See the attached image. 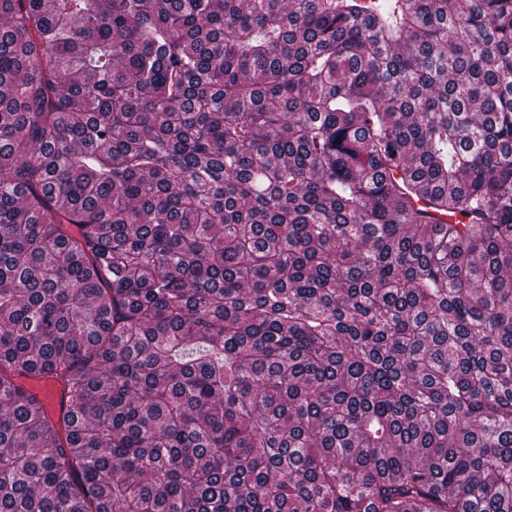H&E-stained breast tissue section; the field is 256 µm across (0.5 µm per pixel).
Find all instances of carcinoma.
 Returning <instances> with one entry per match:
<instances>
[{
  "mask_svg": "<svg viewBox=\"0 0 512 512\" xmlns=\"http://www.w3.org/2000/svg\"><path fill=\"white\" fill-rule=\"evenodd\" d=\"M0 512H512V0H0ZM20 384L32 393L40 405L54 417L61 414L63 385L50 376L23 378Z\"/></svg>",
  "mask_w": 512,
  "mask_h": 512,
  "instance_id": "obj_1",
  "label": "carcinoma"
}]
</instances>
